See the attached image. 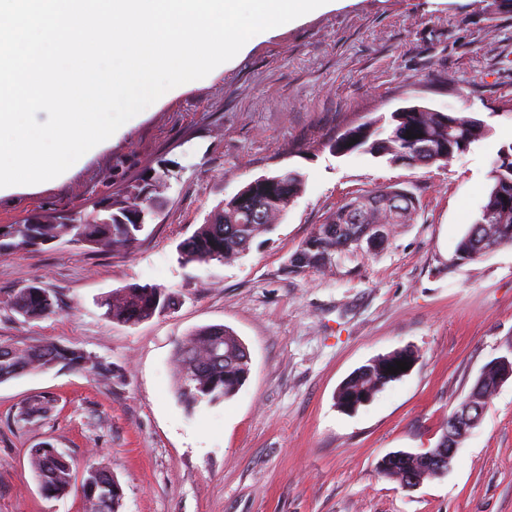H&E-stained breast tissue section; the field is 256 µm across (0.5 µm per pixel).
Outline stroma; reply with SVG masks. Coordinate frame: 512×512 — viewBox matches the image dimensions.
<instances>
[{"instance_id": "35a3bbf8", "label": "stroma", "mask_w": 512, "mask_h": 512, "mask_svg": "<svg viewBox=\"0 0 512 512\" xmlns=\"http://www.w3.org/2000/svg\"><path fill=\"white\" fill-rule=\"evenodd\" d=\"M413 104L482 118L491 132L445 165L333 152L346 130ZM509 144L512 0H340L171 98L70 177L0 196V224H13L174 173L165 206L130 248L58 241L0 252V345L52 342L103 365L0 382V512H85L79 492L42 493L29 454L45 441L72 461L74 479L89 461L105 463L122 488L120 512H512L511 379L446 474L408 491L379 468L391 452L435 447L486 366L512 349V245L475 260L456 254ZM283 169L305 184L273 231L231 263H179L178 244L220 200ZM392 184L418 206L384 248L289 272L315 227ZM34 282L59 311L26 322L6 301ZM130 284L166 288L179 306L114 323L101 302ZM213 324L244 341L250 374L231 399L190 411L175 390V347ZM404 348L417 354L404 376L355 412L337 407L352 372ZM38 394L53 412L19 421Z\"/></svg>"}]
</instances>
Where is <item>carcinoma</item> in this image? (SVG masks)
I'll list each match as a JSON object with an SVG mask.
<instances>
[{
  "label": "carcinoma",
  "instance_id": "1",
  "mask_svg": "<svg viewBox=\"0 0 512 512\" xmlns=\"http://www.w3.org/2000/svg\"><path fill=\"white\" fill-rule=\"evenodd\" d=\"M411 131V138L395 136L397 131ZM491 132L486 122L471 115H449L445 112H393L389 119L382 117L351 129V136L336 139L334 150L340 155L363 151L388 163L399 162L400 155L411 151V142L418 135L428 137L435 144L451 145L448 157L467 151L471 145L484 139ZM285 188L268 199L273 210L284 215L294 198L304 187V177L295 170L278 174ZM143 186L134 181L109 196L110 209L95 212L81 209L57 221L30 223L24 218L16 224L0 225V251L32 249L63 238L67 242L88 249L112 247L129 248L152 221L145 214L142 224H125L127 213L142 206ZM241 209L240 200L233 197L219 202L203 224L178 246V260L182 264H210L229 262L249 249L259 234L272 230L270 224H230L228 217ZM339 213L310 235L300 249L306 261L301 268L318 269L327 255L353 249L351 237L358 234L362 225H336ZM499 247L512 244V197L504 199L491 189L483 206L479 222L471 225L457 244L456 252L462 259L473 260L483 256L477 249L480 242ZM7 305L26 320L39 319L57 313V300L47 289L31 284L17 290L7 300ZM174 295L157 285H129L120 288L102 301L105 315L116 323L136 325L176 307ZM0 382L28 371L45 370L58 365L90 366L97 368L82 350L58 344H44L18 348L0 346ZM416 356L402 350L378 358L353 373L340 387L337 404L361 406L373 398L389 383L404 375L388 372L397 361L414 363ZM177 393L180 400L194 408L202 403L214 404L233 397L246 382L250 373L251 358L239 337L223 325L202 326L191 331L177 346L174 354ZM497 370L489 369L475 383L469 393L474 408H483L496 390ZM53 410V400L42 396L31 398L19 407L18 417L27 423L43 419ZM51 444L31 449L32 469L38 476L43 491L51 497H60L74 488L72 469L64 456L50 458ZM79 491L85 501L86 512H105L103 494L112 502V512L122 506V491L112 472L102 465L87 467Z\"/></svg>",
  "mask_w": 512,
  "mask_h": 512
}]
</instances>
